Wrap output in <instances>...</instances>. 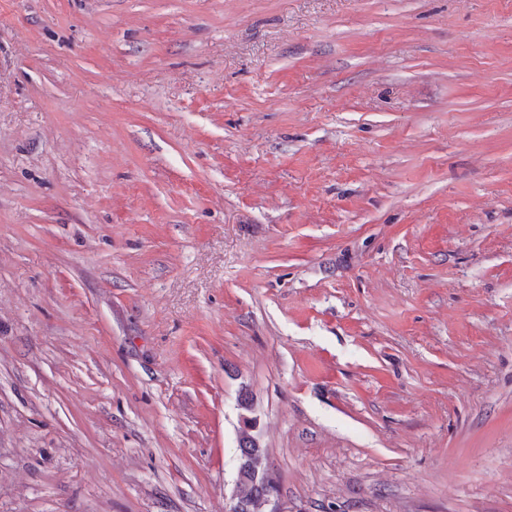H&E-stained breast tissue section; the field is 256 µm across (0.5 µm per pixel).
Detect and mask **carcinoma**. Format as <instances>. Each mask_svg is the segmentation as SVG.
<instances>
[{"label": "carcinoma", "instance_id": "cac0c4a2", "mask_svg": "<svg viewBox=\"0 0 512 512\" xmlns=\"http://www.w3.org/2000/svg\"><path fill=\"white\" fill-rule=\"evenodd\" d=\"M238 447L239 466L233 490L235 512H258L261 502L276 491L275 481L266 476L267 453L257 435L246 429L240 433Z\"/></svg>", "mask_w": 512, "mask_h": 512}]
</instances>
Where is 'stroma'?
<instances>
[{
	"label": "stroma",
	"mask_w": 512,
	"mask_h": 512,
	"mask_svg": "<svg viewBox=\"0 0 512 512\" xmlns=\"http://www.w3.org/2000/svg\"><path fill=\"white\" fill-rule=\"evenodd\" d=\"M512 512V0H0V512ZM239 466L235 487L234 501H231L227 511L258 512L259 506L272 492H276L274 478L265 474L270 471L267 464V453L262 448L256 434L243 429L238 440ZM270 495L263 503L262 508L267 509L271 502ZM235 505H234V504Z\"/></svg>",
	"instance_id": "35a3bbf8"
}]
</instances>
